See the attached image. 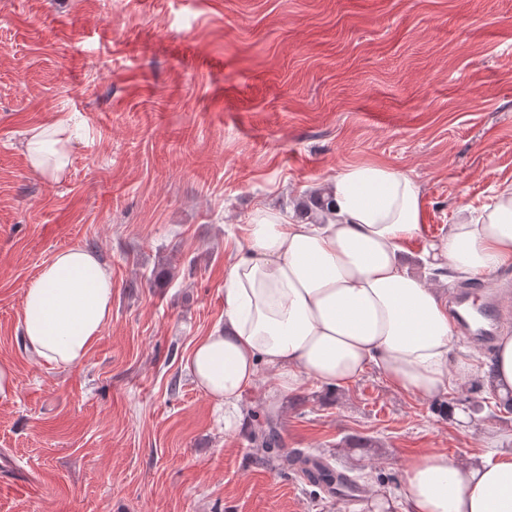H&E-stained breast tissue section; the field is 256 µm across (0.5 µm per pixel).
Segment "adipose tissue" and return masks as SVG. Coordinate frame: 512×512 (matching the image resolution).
<instances>
[{
  "label": "adipose tissue",
  "mask_w": 512,
  "mask_h": 512,
  "mask_svg": "<svg viewBox=\"0 0 512 512\" xmlns=\"http://www.w3.org/2000/svg\"><path fill=\"white\" fill-rule=\"evenodd\" d=\"M65 121L31 128L27 156L51 179L70 164ZM329 213L313 224L273 210L246 225V247L224 279V326L198 338L185 359L196 384L237 427L239 404L266 367L283 393L307 381L333 390L377 369L398 389L439 400L451 383L479 379L454 352L455 331L439 288L401 262L424 222L421 193L382 164L350 167L329 182ZM442 277L469 280L512 263V188L476 218L422 245ZM112 312V273L82 247L58 251L23 291L26 347L40 362L82 363ZM386 512H512V452L468 459L442 451L408 458Z\"/></svg>",
  "instance_id": "adipose-tissue-1"
}]
</instances>
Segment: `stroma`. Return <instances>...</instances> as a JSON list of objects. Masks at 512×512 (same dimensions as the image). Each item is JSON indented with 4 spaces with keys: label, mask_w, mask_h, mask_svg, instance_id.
I'll use <instances>...</instances> for the list:
<instances>
[{
    "label": "stroma",
    "mask_w": 512,
    "mask_h": 512,
    "mask_svg": "<svg viewBox=\"0 0 512 512\" xmlns=\"http://www.w3.org/2000/svg\"><path fill=\"white\" fill-rule=\"evenodd\" d=\"M60 119L80 133L52 181L26 133ZM365 163L421 191L413 269L423 239L512 186V0H0V512H369L403 459L511 451L512 411L482 383L462 425L373 370L282 398L263 368L228 431L189 375L253 213ZM72 246L111 269L112 314L58 367L30 356L19 315ZM269 416L271 448L252 439ZM300 450L363 496L305 481Z\"/></svg>",
    "instance_id": "35a3bbf8"
}]
</instances>
